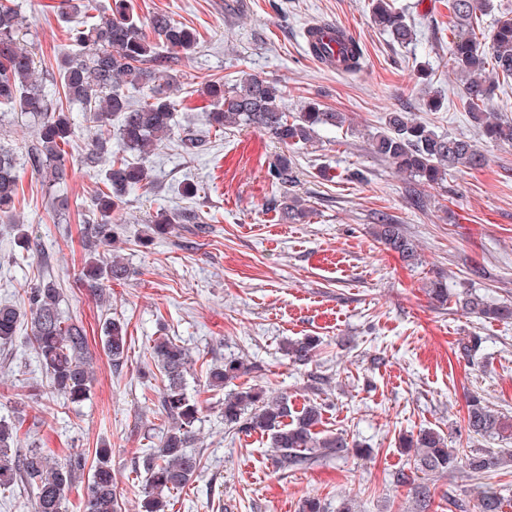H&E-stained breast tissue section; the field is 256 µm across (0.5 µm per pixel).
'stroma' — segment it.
<instances>
[{
  "label": "stroma",
  "mask_w": 512,
  "mask_h": 512,
  "mask_svg": "<svg viewBox=\"0 0 512 512\" xmlns=\"http://www.w3.org/2000/svg\"><path fill=\"white\" fill-rule=\"evenodd\" d=\"M26 44L39 71L55 69L70 48L69 30L82 12L61 17L59 0H18ZM140 16L163 13L194 28L200 42L180 55L175 133L145 159L146 178L126 195L115 217L121 230L101 259L118 254L133 273L95 293L81 278L89 256L84 240L102 185L83 157L96 134L85 113L62 151L67 176H38L24 152L34 140L33 119L13 113L0 123V147L14 151L20 176L14 215L41 248L24 256L16 231L0 224V302L22 304L25 283L55 279L61 308L82 321L94 366L87 401L64 406L21 325L0 345V415L15 419L19 446L65 460H93L112 448L119 512H140L144 485L137 472L145 448L157 443L167 420L156 402L160 384L149 346L160 336L181 340L191 357L187 382L201 405L197 449L202 465L184 490L168 497L167 512H299L306 497L326 512L352 500L357 512H413L399 473L413 466L398 437L431 428L449 447L465 451L512 448V439L468 438L469 394L512 416V324L439 307L424 292L445 276L450 293L476 290L490 302L512 303V145L479 140L457 93L449 62L448 10L442 0H395L416 42L402 47L373 23L368 0H134ZM320 21L348 27L362 49L357 71L337 73L312 58L305 29ZM252 73L276 81L288 110L311 101L345 113L344 127L319 128L302 149H289L294 193L311 214L306 223L282 218L273 204L268 166L279 147L252 130L217 133L203 117L207 102L185 96L210 79ZM444 101L429 112L434 91ZM404 110L441 133L478 140L487 157L479 170H450L429 187L374 155L368 136L386 113ZM198 146L184 153L180 140ZM195 198L183 194L185 184ZM197 206L208 219L201 234L177 225L150 237L158 210ZM402 224L419 245L406 266L371 233L379 214ZM127 326L128 352L113 366L101 342L102 324ZM314 336L317 355L305 366L282 352L291 339ZM482 339L467 355L470 337ZM251 362L240 385L286 393L295 408L322 407V431L341 433L369 448L283 472L258 434L229 432L223 392L207 389L210 365L227 357ZM430 512H477L479 488L465 474L430 477Z\"/></svg>",
  "instance_id": "35a3bbf8"
}]
</instances>
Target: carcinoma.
Returning <instances> with one entry per match:
<instances>
[{"mask_svg":"<svg viewBox=\"0 0 512 512\" xmlns=\"http://www.w3.org/2000/svg\"><path fill=\"white\" fill-rule=\"evenodd\" d=\"M476 0H449L458 34L449 46L450 59L458 75L460 100L476 129L491 141L512 142V121L493 116L486 103L493 98L498 84L483 77L486 66L502 80L512 79V16L501 17L481 43L472 34L477 20ZM373 21L399 45L413 42L414 30L394 0H370ZM23 20L13 0H0V108L6 112L29 114L37 121L35 141L28 147L29 158L53 182L65 178L58 164L62 146L73 135L68 107L78 104L91 114L97 133L85 156V163L96 167L100 154L112 140V118L119 120L118 134L123 151L149 157L171 138L173 114L177 104L167 96V89L177 85L168 61L179 53L195 49V30L171 21L165 14L141 18L134 0H112L109 13L93 22L70 30L72 52L56 61L60 87L51 94L40 78L33 53L22 43ZM143 90L142 100L134 104L128 89ZM209 99L206 118L216 131L245 126L268 134L274 142L288 148L309 143L315 129L342 127L345 114L328 110L317 102L304 105L297 112L282 104V90L269 79L244 74L229 84L222 78L208 81L198 90L188 89ZM373 154L395 169L428 186L442 183L448 170L479 169L486 157L475 141L438 133L426 123L403 111L388 112L384 128L369 139ZM280 190L279 202L288 219L304 222L307 209L301 197L290 192L295 183L293 163L280 154L270 166ZM145 179L142 166L123 157L112 159L104 172L106 191L94 201L99 218L94 225L95 240H112L117 225L114 212L130 190ZM19 175L14 153L0 148V221L15 224L11 212L15 205ZM176 224H195L206 230V217L196 212L158 214L150 230L166 235ZM373 234L388 250L413 264L417 244L402 225L385 220L375 225ZM85 280L90 287L103 282L124 280L130 270L116 259L104 261L89 254ZM426 294L438 306L448 305V285L437 279L429 282ZM25 307L0 304V344L13 341L23 321L30 322V343L49 375L52 394L63 404H80L87 399L93 381L88 338L81 321L64 314L60 308L61 288L51 278L42 279L24 290ZM455 304L484 321L512 319V305L492 304L471 290L457 296ZM103 350L113 365H120L128 351L127 328L110 319L102 327ZM318 340L305 337L288 342L285 354L293 363L306 365L316 356ZM151 356L161 375L158 406L167 418L158 444L147 449L142 460L145 473V498L141 512H165V494L183 489L197 474L201 457L195 450L200 407L188 390L185 379L190 357L187 349L174 338L153 340ZM251 366L239 357H227L209 367L206 387L221 391L234 380L249 373ZM224 423L232 430L267 436L272 459L282 471L311 467L319 462L343 457L353 451L359 455L367 448L350 449L343 435L322 434V406L310 403L293 409L288 395L269 396L257 386H238L224 395ZM13 422L0 419V492L10 491L20 481L34 488V512H66L65 501L77 473L85 467V458L76 454L61 463L40 448L12 449ZM467 435L493 439L512 433V418L494 412L477 394L466 401ZM399 448L414 449V467L397 476V483L408 487L416 504L415 512H428L432 494L428 477L463 471L475 480H486L503 465H512V450L460 453L448 447V441L432 430L399 437ZM112 450L95 449L87 492L81 512H117L118 498L112 479ZM479 512H502L498 488L487 483L478 502Z\"/></svg>","mask_w":512,"mask_h":512,"instance_id":"carcinoma-1","label":"carcinoma"}]
</instances>
